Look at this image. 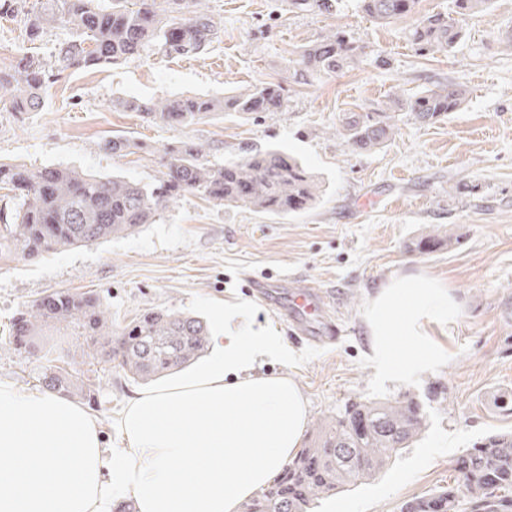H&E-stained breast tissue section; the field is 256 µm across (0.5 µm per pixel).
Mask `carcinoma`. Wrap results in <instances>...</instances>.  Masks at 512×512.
<instances>
[{
  "instance_id": "cac0c4a2",
  "label": "carcinoma",
  "mask_w": 512,
  "mask_h": 512,
  "mask_svg": "<svg viewBox=\"0 0 512 512\" xmlns=\"http://www.w3.org/2000/svg\"><path fill=\"white\" fill-rule=\"evenodd\" d=\"M46 0L42 9L26 14L27 42L43 39L60 22L74 36L58 44L54 63L21 49L13 67L0 70V103L14 112H35L43 90L67 70L94 69L139 58L155 50L167 56H195L219 40L220 26L200 11L202 0ZM419 0H359L362 13L377 24H388L417 13ZM491 0H452L448 11L420 16L407 40L422 55L446 53L463 37L461 22L484 11ZM301 12L332 13L336 0H288ZM367 45L336 30L296 51L289 59L284 82L306 86L363 62ZM466 99L459 85L425 89L406 101L390 99L363 114L342 120L349 145L372 152L395 133V111L409 112L420 124H435L457 111ZM115 105L141 112L164 125L191 124L212 112L250 116L282 112L288 106L283 82H259L244 92L222 98L176 96L161 102L119 99ZM211 147L187 141L167 152L166 171L141 184L120 176L59 167L0 163V249L22 258L85 246L112 237L130 236L152 224L171 199L186 193L217 203L245 206L270 215L298 214L317 204L318 179L296 157L269 147L245 148L234 161L216 165ZM453 246L452 235L431 225L413 239L408 250L420 255ZM73 327L89 337L95 352L104 353L134 379L173 374L201 358L209 346L207 324L172 310L146 309L121 329L98 296L59 291L19 313L12 329L33 335L45 327ZM42 387L61 393L84 390L66 369L50 365L39 376ZM429 426L428 415L406 394L381 401L347 400L334 416L318 421L310 440L244 512H313L319 501L351 483L380 473L397 454ZM456 482L432 494L405 502L400 512H512V432L491 433L473 444L455 462Z\"/></svg>"
}]
</instances>
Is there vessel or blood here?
I'll list each match as a JSON object with an SVG mask.
<instances>
[{
  "mask_svg": "<svg viewBox=\"0 0 512 512\" xmlns=\"http://www.w3.org/2000/svg\"><path fill=\"white\" fill-rule=\"evenodd\" d=\"M255 292L279 312L294 334L317 345L335 341L330 300L321 288L301 280H259Z\"/></svg>",
  "mask_w": 512,
  "mask_h": 512,
  "instance_id": "1",
  "label": "vessel or blood"
}]
</instances>
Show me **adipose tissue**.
<instances>
[{
	"mask_svg": "<svg viewBox=\"0 0 512 512\" xmlns=\"http://www.w3.org/2000/svg\"><path fill=\"white\" fill-rule=\"evenodd\" d=\"M224 333L192 370L127 400L108 446L97 417L46 389L0 378V512H240L296 454L308 409L287 376L263 373L288 346L250 307L225 303ZM379 368L406 373L440 353L433 335L461 316L448 285L423 273L393 277L365 311Z\"/></svg>",
	"mask_w": 512,
	"mask_h": 512,
	"instance_id": "1",
	"label": "adipose tissue"
}]
</instances>
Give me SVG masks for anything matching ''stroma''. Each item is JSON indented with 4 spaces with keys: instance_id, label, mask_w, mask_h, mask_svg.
<instances>
[{
    "instance_id": "obj_1",
    "label": "stroma",
    "mask_w": 512,
    "mask_h": 512,
    "mask_svg": "<svg viewBox=\"0 0 512 512\" xmlns=\"http://www.w3.org/2000/svg\"><path fill=\"white\" fill-rule=\"evenodd\" d=\"M223 33L206 54L154 51L125 63L63 74L44 91L38 112L0 106V162L59 166L147 183L167 148L210 145L211 159L237 158L243 147L277 146L298 158L325 188L306 213L268 216L187 194L131 236L62 249L33 259H0V377L25 388L50 364L89 378L91 411L113 447L115 421L142 381L94 355L72 330L44 329L27 348L10 324L25 306L62 289L92 292L123 326L142 310L185 312L224 326L213 309L252 306L255 325H273L289 356L267 371L285 374L309 406V423L335 415L345 400L383 401L407 393L426 399L428 431L373 480L321 500L316 512H400L402 504L452 481L456 459L493 431H512V0H492L468 17L448 53L421 56L405 38L411 18L377 26L358 0H337L330 14L292 11L288 0H206ZM343 29L388 58L291 89L288 108L261 116L215 112L168 126L115 107L119 98L223 97L280 79L294 51ZM468 95L457 112L432 124L398 115L395 135L371 153L353 151L340 134L346 113L375 108L438 84ZM122 134L142 143L134 154L103 150ZM431 224L457 242L428 255L406 245ZM423 273L448 283L462 310L439 358L399 378L382 377L372 358L365 309L395 273ZM306 279L327 290L341 330L319 347L287 335L277 312L252 291V279ZM447 401H440V394Z\"/></svg>"
}]
</instances>
